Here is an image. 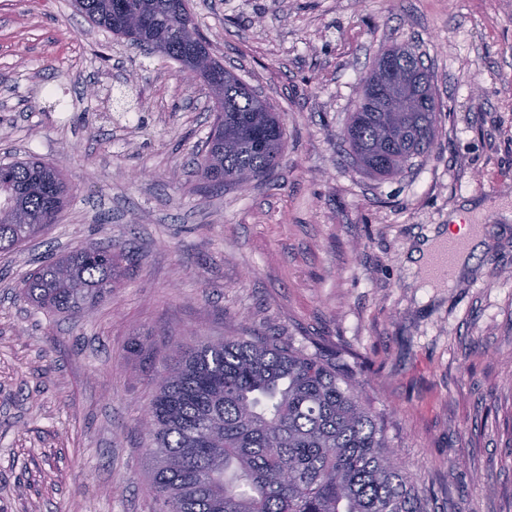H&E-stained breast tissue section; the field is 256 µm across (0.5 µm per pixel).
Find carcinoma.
<instances>
[{
    "instance_id": "carcinoma-1",
    "label": "carcinoma",
    "mask_w": 512,
    "mask_h": 512,
    "mask_svg": "<svg viewBox=\"0 0 512 512\" xmlns=\"http://www.w3.org/2000/svg\"><path fill=\"white\" fill-rule=\"evenodd\" d=\"M73 0L91 23L193 68L217 94L213 128L193 165L201 191L264 177L286 150L277 113L215 59L188 0ZM385 52L425 86L427 112H381L361 85L343 133L371 174L403 172L431 152L439 111L432 75L409 46ZM62 169L34 159L0 163V251L32 240L65 207ZM130 251L79 247L47 257L21 297L80 318L112 296ZM150 401L147 454L158 512H429L431 491L397 462L384 418L356 366L336 347L308 353L273 336L194 339L164 365Z\"/></svg>"
}]
</instances>
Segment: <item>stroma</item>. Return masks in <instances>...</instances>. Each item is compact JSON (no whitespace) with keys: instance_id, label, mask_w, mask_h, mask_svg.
Returning a JSON list of instances; mask_svg holds the SVG:
<instances>
[{"instance_id":"obj_1","label":"stroma","mask_w":512,"mask_h":512,"mask_svg":"<svg viewBox=\"0 0 512 512\" xmlns=\"http://www.w3.org/2000/svg\"><path fill=\"white\" fill-rule=\"evenodd\" d=\"M190 6L284 123L280 166L245 190L199 192L212 99L177 62L71 0H0V163L57 164L70 189L56 224L0 253V512H156L154 374L190 336L258 334L359 358L430 512H512V0ZM402 44L432 72L439 136L380 178L342 134L376 56ZM468 202L481 248L428 287L412 254ZM100 242L135 257L81 322L20 298L41 254Z\"/></svg>"}]
</instances>
